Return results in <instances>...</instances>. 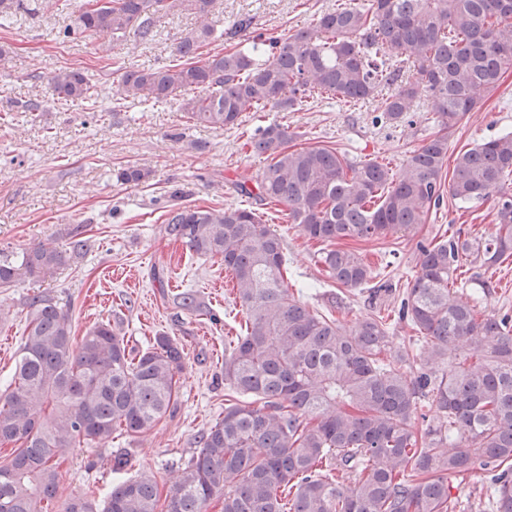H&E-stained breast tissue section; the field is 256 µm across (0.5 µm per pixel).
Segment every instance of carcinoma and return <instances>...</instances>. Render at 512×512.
I'll use <instances>...</instances> for the list:
<instances>
[{
    "mask_svg": "<svg viewBox=\"0 0 512 512\" xmlns=\"http://www.w3.org/2000/svg\"><path fill=\"white\" fill-rule=\"evenodd\" d=\"M64 33L134 32L186 11L197 26L176 45L182 62L130 68L118 92L156 103L182 97L189 118L232 128L251 107L301 108L315 93L342 101L379 98V119L401 123L421 99L440 129L393 174L354 163L333 148L289 146L277 124L258 130L252 152L269 163L242 195L281 205L288 222L322 245L316 259L345 288L373 271L343 240H385L424 222L444 194L463 201L494 197L498 232L459 234L417 245L418 271L401 300L399 321L420 333L392 349L388 327L368 317L350 329L295 299L283 240L251 207H178L165 231L201 256H218L232 273L246 315L244 334L224 349V382L260 405L224 406L201 433L200 449L170 487L153 474L126 478L102 501L92 489L62 512H453L448 479L478 467L491 473L482 512H512V315H478L448 284L464 262L494 264L512 256V135L454 160L445 180L448 132L512 68V0H370L338 7L309 28L213 54L209 17L220 0H95ZM385 50L401 68L377 60ZM59 100L86 99L93 85L78 69L51 77ZM89 250L75 239L67 253L43 242L21 262L0 261V284L46 280ZM27 324L7 387L0 391V446L18 445L0 465V512H54L59 465L69 450L153 427L178 403L180 345L157 336L128 348L119 323L101 321L81 340L71 318L46 296L27 302ZM409 371H404V368ZM436 420L420 429L421 401ZM460 443L450 444L451 435ZM356 473L359 478L350 479Z\"/></svg>",
    "mask_w": 512,
    "mask_h": 512,
    "instance_id": "obj_1",
    "label": "carcinoma"
}]
</instances>
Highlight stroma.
<instances>
[{"label": "stroma", "instance_id": "35a3bbf8", "mask_svg": "<svg viewBox=\"0 0 512 512\" xmlns=\"http://www.w3.org/2000/svg\"><path fill=\"white\" fill-rule=\"evenodd\" d=\"M84 0H24L23 9L0 17V257L18 259L38 242L68 250L72 231H82L88 253L53 278L0 286V384L8 385L26 326L30 297L47 295L71 317L74 339L94 323L122 313L125 339L140 350L154 337L175 339L185 353L176 412L153 428L71 449L59 468L58 498L96 484L107 495L121 476L155 473L173 484L199 449V434L224 415L234 393L224 382V343L245 330V315L229 288L220 257L194 254L171 240L164 221L175 207L224 209L244 202L237 184L254 186L267 164L246 144L258 127L287 128L294 147L328 145L353 161H377L399 171L409 153L438 131L427 102L398 125L381 122L375 101L344 104L318 98L299 111L244 112L236 126L195 124L178 101L156 105L120 99L117 72L176 61L175 46L197 20L185 12L161 17L153 41L135 34L64 37ZM340 0H222L210 18L208 52L227 45L226 34L242 20L246 36L275 38L310 27L317 14ZM78 68L94 86L89 99L57 100L50 85L58 70ZM36 100L40 111H26ZM512 132V69L448 133V155ZM133 167L143 178L117 181ZM283 237L290 291L311 310L350 328L363 318L394 316L401 294L416 274L419 241L461 231L468 238L495 234L493 200L463 203L445 198L425 223L384 241L359 243L376 280L388 292L337 286L315 262L318 245L275 212L263 215ZM454 287L483 315L512 311V256L480 268L462 265ZM192 294L193 306L182 304ZM128 453L124 475L110 466L113 451ZM456 512H480L489 477L477 469L451 479Z\"/></svg>", "mask_w": 512, "mask_h": 512}]
</instances>
